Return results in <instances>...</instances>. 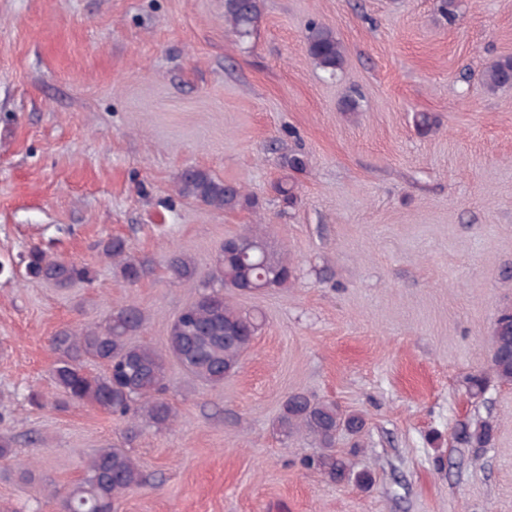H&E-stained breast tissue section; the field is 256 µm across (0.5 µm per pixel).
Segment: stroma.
<instances>
[{
    "mask_svg": "<svg viewBox=\"0 0 512 512\" xmlns=\"http://www.w3.org/2000/svg\"><path fill=\"white\" fill-rule=\"evenodd\" d=\"M458 5L451 24L438 0H262L242 39L224 0H0V431L16 448L0 460V512H59L49 488L66 492L96 449L124 441L148 483L118 512H512V384L474 397L468 383L488 374L491 326L512 305V89L480 80L512 55V0ZM313 22L346 48L336 77L306 53ZM351 93L360 108L342 112ZM292 153L303 171L284 168ZM188 167L242 184L255 206L180 197ZM259 225L295 280L235 296L265 325L223 384L171 366V429L129 442L94 407L30 403L53 391L57 330L133 301L141 342L162 346L198 295L165 257L207 271L225 237ZM115 235L155 264L137 286L97 249ZM32 245L93 281L26 278ZM293 392L363 416L337 449L369 487L304 466L308 441L275 427ZM480 420L490 446L455 440Z\"/></svg>",
    "mask_w": 512,
    "mask_h": 512,
    "instance_id": "stroma-1",
    "label": "stroma"
}]
</instances>
